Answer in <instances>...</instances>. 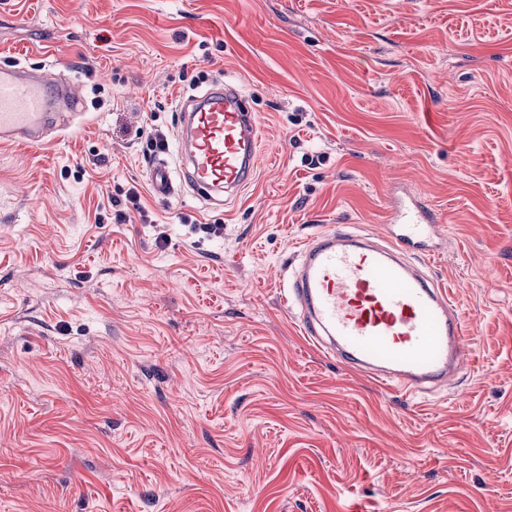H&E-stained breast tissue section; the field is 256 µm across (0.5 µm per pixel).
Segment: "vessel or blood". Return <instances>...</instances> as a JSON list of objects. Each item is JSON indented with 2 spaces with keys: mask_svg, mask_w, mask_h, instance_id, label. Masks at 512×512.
I'll use <instances>...</instances> for the list:
<instances>
[{
  "mask_svg": "<svg viewBox=\"0 0 512 512\" xmlns=\"http://www.w3.org/2000/svg\"><path fill=\"white\" fill-rule=\"evenodd\" d=\"M78 101L67 78L15 64L0 67V142L41 145L60 108ZM177 140L186 182L210 202L254 180L261 153L257 115L234 84L207 90L181 109ZM154 192H174L165 159L150 169ZM382 244L345 227L305 242L285 298L301 334L360 376L416 393L461 372L469 344L457 303L408 256L434 255L437 220L416 203L391 210Z\"/></svg>",
  "mask_w": 512,
  "mask_h": 512,
  "instance_id": "b4317fda",
  "label": "vessel or blood"
}]
</instances>
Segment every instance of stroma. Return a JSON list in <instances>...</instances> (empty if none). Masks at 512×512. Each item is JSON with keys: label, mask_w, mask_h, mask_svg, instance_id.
Listing matches in <instances>:
<instances>
[{"label": "stroma", "mask_w": 512, "mask_h": 512, "mask_svg": "<svg viewBox=\"0 0 512 512\" xmlns=\"http://www.w3.org/2000/svg\"><path fill=\"white\" fill-rule=\"evenodd\" d=\"M1 63L82 107L0 143V512H512V0H0ZM224 81L254 182L156 196L148 135L179 169L183 101ZM394 196L440 218L474 358L419 394L282 300L307 239L383 235Z\"/></svg>", "instance_id": "1"}]
</instances>
